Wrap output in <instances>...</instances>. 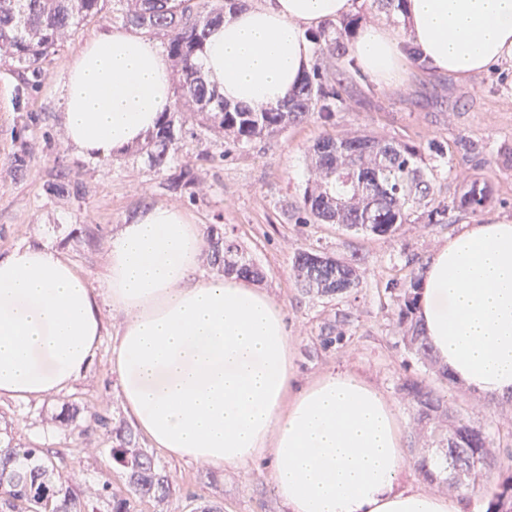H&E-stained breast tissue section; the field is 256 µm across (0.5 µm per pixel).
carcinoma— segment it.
I'll use <instances>...</instances> for the list:
<instances>
[{
    "label": "carcinoma",
    "mask_w": 512,
    "mask_h": 512,
    "mask_svg": "<svg viewBox=\"0 0 512 512\" xmlns=\"http://www.w3.org/2000/svg\"><path fill=\"white\" fill-rule=\"evenodd\" d=\"M112 2V17L136 29L166 39L167 52L179 73L177 101L184 111L166 112L157 128L137 149L150 167L169 169L171 155L179 149L184 112L193 114L200 127L214 137L228 138L245 147L291 124L317 115L330 125L342 104L335 80L322 70L320 60L345 54L342 28L329 23L309 34L315 63L283 108L254 112L246 106L224 102L210 86L198 64L210 27L224 18V8L211 0H0V56L37 70L40 62L84 24L103 18L104 2ZM309 172L299 211L301 223L338 224L365 236H393L416 217L430 229L442 223L450 210L472 215L493 201L489 184L474 178L451 202L435 198L433 170L422 166L420 147L398 140L350 132L326 134L304 151ZM168 187L187 191L200 176L184 167L167 177ZM205 237L212 264L224 274L258 279L260 268L242 247L224 236V225L210 224ZM294 280L302 293L335 297L358 287L360 275L354 259H340L323 251L300 250L294 255ZM409 286L394 295V316L400 343L420 360L432 359L431 348L419 322L413 320L420 279L410 270ZM348 321L338 319L322 329L319 340L327 349L345 336ZM398 390L414 410V432L445 431L448 467L473 472L469 487L448 484V490L466 497L484 490L486 512H512V468L503 469L494 458V437L481 424L455 413L449 394L431 388L424 380L406 376ZM112 459L122 468L125 488L112 494V512H134L133 504L161 505L170 496L164 468L140 446L131 430L112 428ZM52 457L37 448L0 449V510L5 512H87L93 496H103L110 482L93 494L54 480Z\"/></svg>",
    "instance_id": "obj_1"
}]
</instances>
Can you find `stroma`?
<instances>
[{
    "instance_id": "1",
    "label": "stroma",
    "mask_w": 512,
    "mask_h": 512,
    "mask_svg": "<svg viewBox=\"0 0 512 512\" xmlns=\"http://www.w3.org/2000/svg\"><path fill=\"white\" fill-rule=\"evenodd\" d=\"M112 19L89 22L76 38L60 44L39 71L0 61V255L27 242H46L94 284L101 286L107 241L120 224L147 205L185 208L200 226L223 225L263 271V288L282 305L291 328L292 365L301 382L347 371L371 383L393 403L402 425L403 486L430 489L412 463L418 451L442 458L444 448L412 433V408L398 396L400 378L410 374L440 387L437 364L423 362L397 342L389 282L405 281L409 259L427 260L433 249L473 215L449 211L442 224L426 231L405 224L392 237H363L335 224H301L298 206L308 178L303 150L322 136L317 118L240 148L208 134L196 121L183 126L180 148L170 166L197 167L204 187L197 196L168 188L166 173L152 169L135 148L111 163L89 159L68 146L60 119L61 86L82 40L114 28ZM336 88L345 100L333 130H358L421 146L427 166L437 173L435 196L451 201L466 181L488 179L491 210L512 215V69L459 81L409 60L405 84L380 88L361 74L350 56L335 60ZM26 152L30 170L12 174L14 158ZM66 167L72 183L56 189V171ZM320 250L359 260L360 285L340 298L308 296L297 288L292 261L300 250ZM354 323L342 341L322 348V324L335 314ZM108 330L86 376L70 390L44 401H0V448L21 445L61 452V481L97 487L111 480L123 489L121 467L111 454V429L77 436L55 417L63 404H97L115 421H128L120 378L112 366V339L119 319L104 309ZM454 406L474 421L491 426L495 455L512 465V420L499 417L496 402L452 384ZM172 483L169 512H195L207 503L224 512H285L265 463L217 470L159 454Z\"/></svg>"
}]
</instances>
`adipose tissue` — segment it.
<instances>
[{
	"label": "adipose tissue",
	"mask_w": 512,
	"mask_h": 512,
	"mask_svg": "<svg viewBox=\"0 0 512 512\" xmlns=\"http://www.w3.org/2000/svg\"><path fill=\"white\" fill-rule=\"evenodd\" d=\"M352 0H249L211 27L202 69L231 104L288 102L314 62L310 29ZM408 37L382 21L348 45L362 72L402 85L413 48L457 79L512 65V0H403ZM172 104L157 44L112 29L84 42L63 83L62 124L83 156L109 161L141 142ZM200 225L149 205L112 235L103 287L47 244L0 256V398L43 400L89 370L122 322L112 363L140 430L168 455L216 469L272 463L286 512H466V502L402 488L400 419L375 386L348 372L299 383L283 307L236 275L198 277ZM418 318L453 380L512 399V216L486 213L425 263Z\"/></svg>",
	"instance_id": "obj_1"
}]
</instances>
